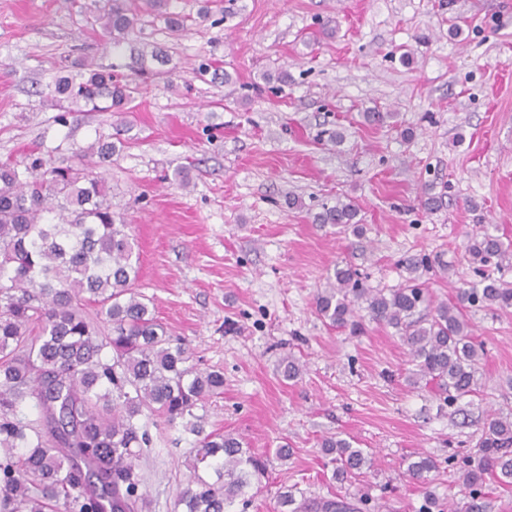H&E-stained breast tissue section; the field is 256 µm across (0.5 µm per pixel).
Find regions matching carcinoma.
Listing matches in <instances>:
<instances>
[{
    "label": "carcinoma",
    "mask_w": 512,
    "mask_h": 512,
    "mask_svg": "<svg viewBox=\"0 0 512 512\" xmlns=\"http://www.w3.org/2000/svg\"><path fill=\"white\" fill-rule=\"evenodd\" d=\"M170 0H145L168 30L184 20L167 11ZM103 28L119 39L138 23L128 0H106ZM156 51H138L136 74L159 76ZM79 79L63 77L45 105L63 112H123L129 82L113 67L86 59ZM116 145L97 140L80 151L97 164ZM357 207L322 205L317 224L360 232ZM468 255L477 282L461 281L451 298L433 303L422 275L427 256L405 261L410 277L386 292L368 288L351 267L335 270L334 283L317 292L315 308L332 327L356 334L362 316L394 328L414 366L412 383L454 403L480 393L479 361L485 347L472 334L468 313L476 306L512 307V286L494 272L512 267V241L484 228ZM139 254L124 218L112 211L104 181L92 163L63 158L29 164L0 162V512H137L141 476L134 460L150 447L141 418L185 422L199 433L194 409L224 394V375L190 364L186 345L168 334L144 297L133 291ZM36 399L40 422L27 420L26 399ZM333 475L371 466V458L344 439H323ZM477 461L459 464L470 500L448 502V512H491L486 481L512 487V419L490 414ZM192 480L180 490L182 512H229L251 499L246 489L266 472V460L229 433L198 440L189 463ZM436 469L419 457L409 476L424 483ZM282 512H361L336 497L280 494Z\"/></svg>",
    "instance_id": "1"
}]
</instances>
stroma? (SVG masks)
<instances>
[{"mask_svg":"<svg viewBox=\"0 0 512 512\" xmlns=\"http://www.w3.org/2000/svg\"><path fill=\"white\" fill-rule=\"evenodd\" d=\"M103 2L0 0V160L124 141L101 173L140 254L138 290L192 364L224 373L223 395L198 411L204 432L268 460L247 512H279L286 489L364 496L368 512H420L428 494L465 500L448 459L478 455L486 412L512 417V308L471 312L487 351L481 394L449 404L410 381L394 329L331 328L314 297L347 264L367 287H397L420 254L449 266L428 280L438 303L474 280L473 236L490 224L512 236V0H238L230 17L224 0H171L191 18L174 35L133 0L139 22L119 50L95 20ZM144 42L164 57L146 84L130 56ZM82 57L134 85L127 112L43 106ZM207 58L222 76L193 74ZM281 72L287 84L272 89L266 75ZM372 109L387 122L368 124ZM428 183L445 197L433 212L421 205ZM339 199L357 206L362 236L314 223ZM287 355L301 368L289 382ZM147 429L135 461L145 512H174L198 438L179 423ZM326 436L372 467L333 479ZM418 455L436 463L423 485L407 473Z\"/></svg>","mask_w":512,"mask_h":512,"instance_id":"35a3bbf8","label":"stroma"}]
</instances>
